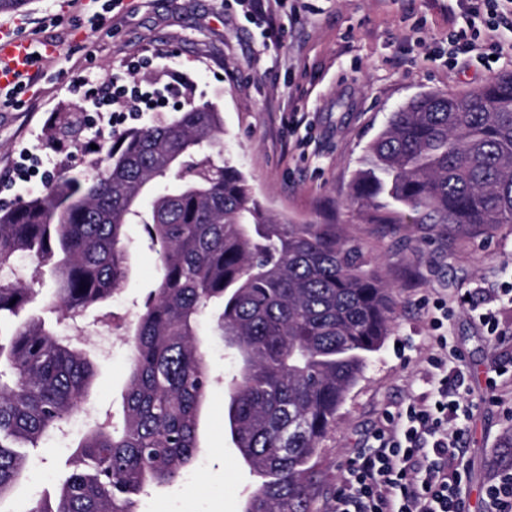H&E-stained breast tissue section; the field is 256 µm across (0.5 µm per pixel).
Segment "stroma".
Wrapping results in <instances>:
<instances>
[{"label": "stroma", "instance_id": "1", "mask_svg": "<svg viewBox=\"0 0 512 512\" xmlns=\"http://www.w3.org/2000/svg\"><path fill=\"white\" fill-rule=\"evenodd\" d=\"M106 0H26L0 11V28L42 45L55 55L34 67L35 79L14 102L0 103V208L44 192L56 176L90 173L91 165L132 127L172 120L189 96L210 103L224 119L223 155L246 176L272 214L296 224H332L367 267L376 269L395 295L391 332L372 354L322 443L313 486L326 512L354 449L365 447L383 414L430 398L439 372L430 363L445 335L463 358L449 364V379L463 378L460 404L469 412L459 463L471 479L463 490L466 512H486L484 490L503 432L512 427V373L489 389V369L512 361V341L498 345L476 318L474 306L496 309L512 331V303L500 290L512 283V224L450 226L384 199L393 224L372 222L352 201L351 184L368 144L391 112L419 93L472 90L512 71V50L487 62L477 55L448 57V15L458 0H123L110 21L93 16ZM134 58L149 59L137 81L164 85L183 79V97L155 112L122 121L91 112L73 82L103 83ZM43 164L30 182L7 187L21 155ZM131 271L108 305L112 319L90 312L77 323L89 329L79 345L96 377L82 412L65 434L41 442L29 471L0 512H28L54 497L68 473L78 439L102 419L121 423L129 362L126 333L159 278L157 255L142 225L126 228ZM0 281L39 288L41 302L21 318L39 316L71 335L70 321H56L44 307L55 281L29 256L0 269ZM448 308L442 328L432 324L437 305ZM214 382L202 408L197 461L174 483L137 495L135 512H242L258 479L244 465L224 421V381L236 370L219 337L202 326Z\"/></svg>", "mask_w": 512, "mask_h": 512}]
</instances>
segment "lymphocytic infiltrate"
I'll list each match as a JSON object with an SVG mask.
<instances>
[{"mask_svg":"<svg viewBox=\"0 0 512 512\" xmlns=\"http://www.w3.org/2000/svg\"><path fill=\"white\" fill-rule=\"evenodd\" d=\"M464 29L453 32V55L481 51L483 57L501 53L512 41V0H461ZM95 110L136 112L153 105L150 92L126 76H112L106 85L86 78L74 82ZM441 353L432 357L440 370L432 402H413L388 415L373 433V444L358 448L343 471L329 512H463L461 488L466 468H449L456 457V434L448 423L457 419L459 404L448 398V363L460 359L447 337H437Z\"/></svg>","mask_w":512,"mask_h":512,"instance_id":"1","label":"lymphocytic infiltrate"}]
</instances>
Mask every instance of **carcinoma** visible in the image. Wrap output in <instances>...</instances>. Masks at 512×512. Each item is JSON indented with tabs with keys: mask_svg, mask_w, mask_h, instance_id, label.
<instances>
[{
	"mask_svg": "<svg viewBox=\"0 0 512 512\" xmlns=\"http://www.w3.org/2000/svg\"><path fill=\"white\" fill-rule=\"evenodd\" d=\"M220 112L187 99L169 123L127 131L104 163L0 209V267L18 252L52 263L53 305L74 318L104 307L131 270L124 229L156 247L157 288L136 316L123 427L77 443L55 504L29 512H134L133 495L175 481L198 449L210 387L199 323L237 362L225 403L230 437L260 484L244 512H316L322 442L369 356L390 335L393 298L326 224L269 213L214 151ZM387 195L434 224H512V72L462 94H419L369 144L353 199ZM33 289L0 283V326ZM89 358L42 318L0 329V500L27 456L84 404Z\"/></svg>",
	"mask_w": 512,
	"mask_h": 512,
	"instance_id": "1",
	"label": "carcinoma"
}]
</instances>
